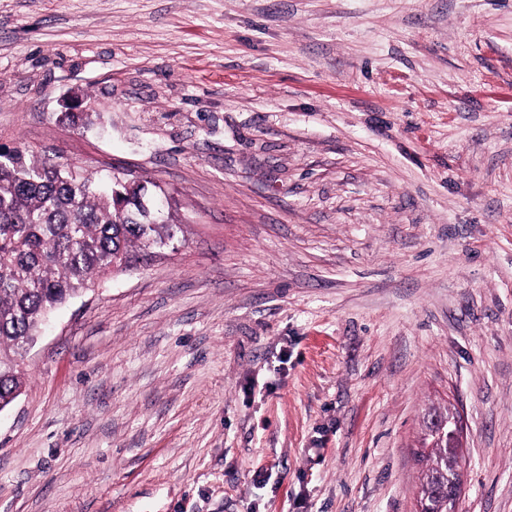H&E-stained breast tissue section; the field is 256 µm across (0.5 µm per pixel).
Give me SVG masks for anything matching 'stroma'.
I'll list each match as a JSON object with an SVG mask.
<instances>
[{
    "label": "stroma",
    "mask_w": 512,
    "mask_h": 512,
    "mask_svg": "<svg viewBox=\"0 0 512 512\" xmlns=\"http://www.w3.org/2000/svg\"><path fill=\"white\" fill-rule=\"evenodd\" d=\"M1 143L176 233L30 346L0 512H414L439 406L512 512V0H0Z\"/></svg>",
    "instance_id": "stroma-1"
}]
</instances>
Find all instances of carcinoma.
Wrapping results in <instances>:
<instances>
[{
	"mask_svg": "<svg viewBox=\"0 0 512 512\" xmlns=\"http://www.w3.org/2000/svg\"><path fill=\"white\" fill-rule=\"evenodd\" d=\"M135 197L136 182L100 185L53 157L34 158L21 146H0V404L20 395L18 358L61 305L88 289L113 264L136 251L164 247L174 225L135 205L117 208L113 189ZM428 414L419 503L448 512V472L459 467L454 438L433 440Z\"/></svg>",
	"mask_w": 512,
	"mask_h": 512,
	"instance_id": "carcinoma-1",
	"label": "carcinoma"
}]
</instances>
